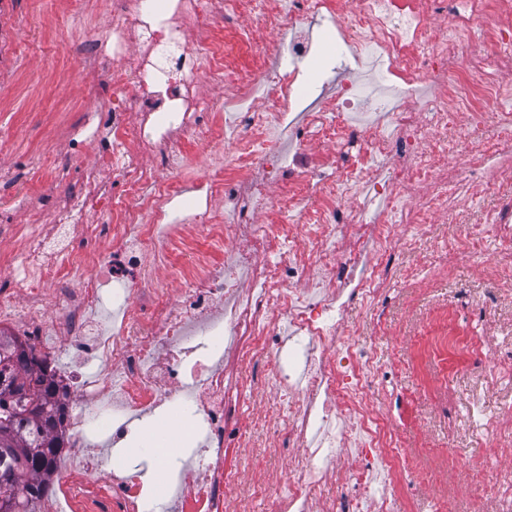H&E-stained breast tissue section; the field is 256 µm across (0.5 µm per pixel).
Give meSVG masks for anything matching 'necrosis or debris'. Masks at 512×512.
<instances>
[{
	"instance_id": "necrosis-or-debris-1",
	"label": "necrosis or debris",
	"mask_w": 512,
	"mask_h": 512,
	"mask_svg": "<svg viewBox=\"0 0 512 512\" xmlns=\"http://www.w3.org/2000/svg\"><path fill=\"white\" fill-rule=\"evenodd\" d=\"M443 0H110L109 29L87 36L77 52L89 72L106 71L104 87L117 106L107 127L92 123L82 140L108 137L96 169L87 172L58 218L59 239H37L12 289L24 301L0 300V329L21 326L22 340L57 361V386L67 391L62 434L68 453L52 472L58 486L35 512H152L141 473L117 454L135 423L161 416L170 403L188 406L194 448L172 475L164 512H234L241 485L234 459L256 443L240 425L238 394L275 391L288 400V420L271 425L282 447L298 449L288 465L287 496L267 498L252 483L262 512H392L377 479L399 483L417 471L454 467L462 476L437 485L441 498L465 512H512V401L485 423L489 447L507 463L495 475L497 494L465 477V464L425 455L409 460L396 418L378 413L368 396L375 376L358 347L357 327H344L345 300L375 305L401 244L400 227L462 220V187L487 191L512 174V0H465L462 13ZM336 21V42L358 69L385 66L386 80L347 81L321 105L294 119L303 93L297 69L281 68L257 30L284 17ZM173 59L169 69L156 59ZM230 82L245 103L237 121L218 119L200 91V76ZM266 107L249 108L254 92ZM432 113L425 127L424 113ZM292 145L281 168L270 131ZM226 144L234 178L215 173L210 190L223 195V216L199 208L194 218L210 244L235 236L214 262L208 248L186 249L174 273L177 293L142 289L131 307L130 283L148 257L174 249L166 203L179 181L140 164L143 154H180L185 140ZM319 139L331 155L307 150ZM109 169L121 187L98 177ZM282 186L297 223L284 220L270 183ZM109 211L111 251L95 276L68 286L66 258L74 244L98 246L87 212ZM257 214L265 223H254ZM485 233L507 243L484 278L512 263V197L486 221ZM57 286L45 294V283ZM53 314L42 322L38 312ZM263 359L262 374L243 373L244 360ZM355 461L345 485L329 475L338 449Z\"/></svg>"
}]
</instances>
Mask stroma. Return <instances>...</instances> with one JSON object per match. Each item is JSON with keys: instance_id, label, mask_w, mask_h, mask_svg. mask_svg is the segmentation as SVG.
<instances>
[{"instance_id": "35a3bbf8", "label": "stroma", "mask_w": 512, "mask_h": 512, "mask_svg": "<svg viewBox=\"0 0 512 512\" xmlns=\"http://www.w3.org/2000/svg\"><path fill=\"white\" fill-rule=\"evenodd\" d=\"M108 17L100 0H0V29H13L10 43L0 46V294L8 295L10 279L22 272V256L32 234L50 235L56 212L77 192L86 171L93 167L96 144L73 155L71 138L92 112L107 99L74 65L75 49L91 32L104 30ZM316 57L303 64V108L318 107L326 93L335 91L346 73L334 38L331 20L304 19ZM190 166L172 161V169L187 186L174 208L180 213L178 234L198 242L200 227L192 219L203 185L216 159L205 145H185ZM512 193L503 183L499 194L474 190L467 194V223L438 222L403 228L405 243L396 253L387 287L379 304L368 308L353 300L344 308L345 322L362 326L365 354L379 376L372 386L380 411L395 405L405 410L406 424L398 430L401 447H443L453 440L458 458L471 467L475 480L491 479L497 461L485 441L483 424L501 402L512 399V374L497 378L480 390L470 371L447 373L451 395L438 403L412 356V340L424 331L430 310L449 309L456 333L479 341L491 338L502 348L512 347V296L486 293L481 264L494 259L498 240L476 237L473 224L498 206V195ZM469 248L473 256L452 274L441 266L451 247ZM287 450L276 437H267L260 454L237 460L243 475L264 473L268 494H278L288 475ZM392 512H450L433 497L428 483H415L413 492L402 485L379 483Z\"/></svg>"}]
</instances>
